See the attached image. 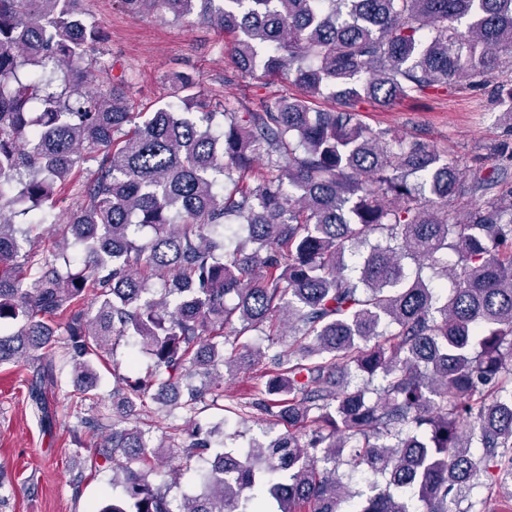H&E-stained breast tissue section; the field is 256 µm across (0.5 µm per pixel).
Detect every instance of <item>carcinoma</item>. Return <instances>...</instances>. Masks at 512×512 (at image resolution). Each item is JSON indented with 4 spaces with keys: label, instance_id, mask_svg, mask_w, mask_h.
Listing matches in <instances>:
<instances>
[{
    "label": "carcinoma",
    "instance_id": "1",
    "mask_svg": "<svg viewBox=\"0 0 512 512\" xmlns=\"http://www.w3.org/2000/svg\"><path fill=\"white\" fill-rule=\"evenodd\" d=\"M80 2L0 0V364L34 365L29 398L45 415L62 367L94 401L101 353L132 337L152 358L116 381L115 413L83 421L102 435L91 465L112 469L96 512H413L414 499L423 512H483L475 488L512 495L507 166L467 177L360 114L365 100L388 107L512 73V0H117L211 23L233 35L241 73L301 89L218 114L177 75L176 101L140 122L118 85L92 83L102 27ZM338 86L335 109L311 110ZM95 154L62 238L23 250ZM264 156L256 186L239 185ZM477 195L487 205L464 218L448 210ZM31 212L37 223L14 222ZM229 224L246 238L229 243ZM257 328L273 353L241 341ZM247 356L271 368L224 411L288 430L239 452L216 426L155 424L185 463L205 458L198 490L173 495L176 474L151 479L152 431L125 414L149 400L168 418L216 406L219 367ZM341 464L370 476V495L353 500Z\"/></svg>",
    "mask_w": 512,
    "mask_h": 512
}]
</instances>
